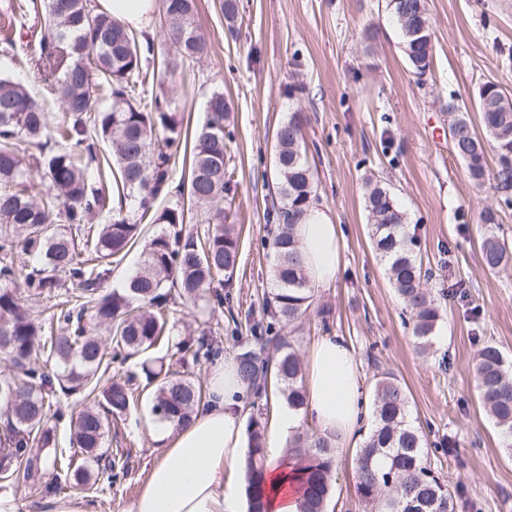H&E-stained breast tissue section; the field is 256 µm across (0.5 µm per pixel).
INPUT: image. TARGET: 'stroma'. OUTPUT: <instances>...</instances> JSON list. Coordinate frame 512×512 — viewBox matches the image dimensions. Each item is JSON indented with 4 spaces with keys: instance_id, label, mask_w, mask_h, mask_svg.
Wrapping results in <instances>:
<instances>
[{
    "instance_id": "1",
    "label": "stroma",
    "mask_w": 512,
    "mask_h": 512,
    "mask_svg": "<svg viewBox=\"0 0 512 512\" xmlns=\"http://www.w3.org/2000/svg\"><path fill=\"white\" fill-rule=\"evenodd\" d=\"M220 0H195L206 55L183 63L185 81L167 84L171 108L195 130L206 102L221 91L230 107L228 169L235 198L225 218L240 238L230 292L242 312L261 317L272 286V261L261 246L272 203L273 134L301 113L319 207L344 234L335 282L316 289L330 309L328 328L310 316L302 351L330 332L352 344L365 393L393 373L408 396L409 419L428 443L447 442L437 467L463 479L481 512H512V455L476 392L473 356L494 342L512 358V265L491 272L480 245L494 231L512 248V203L490 184L476 185L448 144V104L465 105L481 127L477 91L493 81L512 95V0H425L433 54L424 76L413 74L386 0H238L228 32ZM392 193L429 271L426 288L441 307L430 354L412 334L369 237L367 182ZM494 209V227L482 224ZM153 417L141 406L113 424L106 448L128 456V474L101 490L73 488L90 512H128L156 459ZM352 449L336 459L335 512H370L356 495ZM0 499L15 512H48L51 498L24 478L0 481Z\"/></svg>"
}]
</instances>
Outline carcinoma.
Segmentation results:
<instances>
[{
    "instance_id": "carcinoma-1",
    "label": "carcinoma",
    "mask_w": 512,
    "mask_h": 512,
    "mask_svg": "<svg viewBox=\"0 0 512 512\" xmlns=\"http://www.w3.org/2000/svg\"><path fill=\"white\" fill-rule=\"evenodd\" d=\"M14 19L43 20L36 41L18 51L13 40L0 52L29 64L35 79L60 102L52 115L22 83L0 78V352L12 375H0V477L16 473L45 496L64 488L98 484L109 487L127 476L126 462L104 449L111 419L137 404L132 380L107 377L110 365L166 346L198 363H213L224 348L205 329L197 336L173 334L168 315L180 302L204 300L214 309L232 307L231 293L209 292L221 279L232 283L239 259L235 227L224 223V202L233 201L226 164V122L230 110L224 93L207 100L206 117L188 138L171 102L155 84L153 39L125 27L91 0H6L0 7ZM402 37L421 31L414 72L429 67L432 32L424 0H388ZM166 36L183 61L206 50L194 20V0H162ZM111 98L99 110L95 103ZM448 103L452 153L463 160L478 185L489 180L503 197L512 194V99L495 111H480L484 136L468 112ZM302 118L294 112L274 132L277 186L266 212L271 224L262 246L274 257V288L262 300V317L230 314L226 339L249 411L248 451L243 462L249 512H266L265 428L274 406L284 401L296 412L305 408L304 357L293 333L309 316L315 289L308 284L294 224L314 206L317 182L306 158ZM110 148L112 185L97 162V145ZM190 144L187 178L178 197L154 207L172 178V159ZM493 152L495 167L487 165ZM48 184L40 197L31 194L22 155ZM138 202L132 222L124 213L127 199ZM370 240L384 262L397 296L409 312L413 336L422 351L432 346L439 320L435 299L424 287L415 237L403 231L404 214L391 192L374 185L365 195ZM196 211L203 227L183 228ZM157 224L152 235L143 223ZM65 224L73 231L60 228ZM141 243L140 263L120 289L102 290L112 264ZM481 259L490 271L512 261L505 243L487 235ZM62 273L79 286L75 293L58 290ZM26 288V294L19 288ZM55 299L49 318L34 320L31 305ZM57 365V372L47 364ZM147 384L154 386L151 411L163 421L186 424L205 403L206 390L190 378L142 363ZM478 398L494 422L506 450L512 451V364L500 348L486 342L475 362ZM80 394L84 406L71 412V443L97 464L91 475L76 453L50 447L48 417L62 418L61 396ZM408 398L393 374H381L373 389V423L356 449L353 472L358 497L372 512H479L466 497L463 481L452 484L431 466L422 431L407 416ZM338 436L307 425L289 439L287 456L297 460L298 512H329L333 496ZM54 477L42 481L48 473Z\"/></svg>"
}]
</instances>
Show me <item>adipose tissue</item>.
I'll return each mask as SVG.
<instances>
[{"instance_id":"1","label":"adipose tissue","mask_w":512,"mask_h":512,"mask_svg":"<svg viewBox=\"0 0 512 512\" xmlns=\"http://www.w3.org/2000/svg\"><path fill=\"white\" fill-rule=\"evenodd\" d=\"M156 0H97V9L131 29L148 27ZM295 238L306 257L312 287L325 288L336 278L342 234L325 212L311 208ZM305 413L280 407L267 448L274 490L267 512H298V488L287 485L285 442L302 423L338 435L343 445L357 444L366 415L358 363L344 337H320L308 355ZM208 398L189 423L154 426L157 453L129 512H247L242 471L248 450L243 413L244 387L233 358L216 361L207 373Z\"/></svg>"}]
</instances>
